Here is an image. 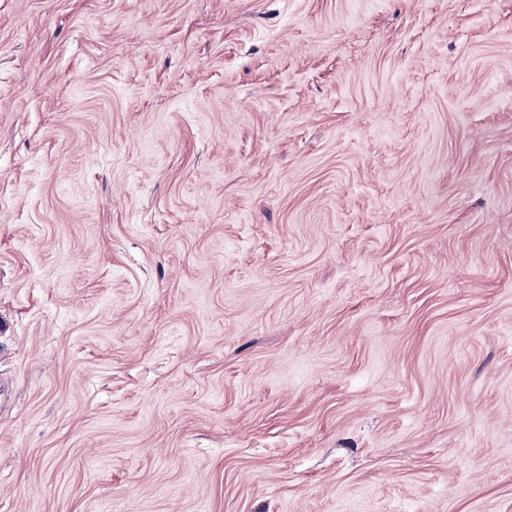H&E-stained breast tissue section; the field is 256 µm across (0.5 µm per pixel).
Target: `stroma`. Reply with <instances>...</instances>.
<instances>
[{"mask_svg":"<svg viewBox=\"0 0 512 512\" xmlns=\"http://www.w3.org/2000/svg\"><path fill=\"white\" fill-rule=\"evenodd\" d=\"M0 512H512V0H0Z\"/></svg>","mask_w":512,"mask_h":512,"instance_id":"1","label":"stroma"}]
</instances>
